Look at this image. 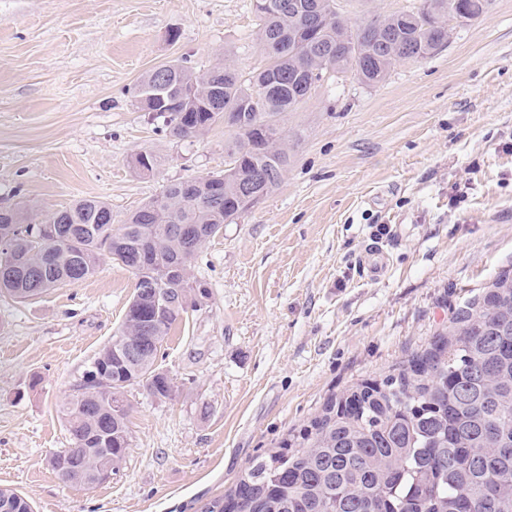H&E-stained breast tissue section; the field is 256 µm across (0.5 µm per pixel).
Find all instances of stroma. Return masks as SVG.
I'll list each match as a JSON object with an SVG mask.
<instances>
[{
  "mask_svg": "<svg viewBox=\"0 0 512 512\" xmlns=\"http://www.w3.org/2000/svg\"><path fill=\"white\" fill-rule=\"evenodd\" d=\"M266 61L252 0H0V207L97 199L115 222L166 184L222 171L233 129L179 139L129 90L153 68ZM288 170L199 251L209 295L127 388L129 447L109 482L67 485L63 405L122 325L136 278L103 261L26 301L0 296V488L35 512H203L331 396L424 348L512 269V0L382 85L329 79L288 113ZM161 156L136 172L139 152ZM391 233L375 239L378 225ZM378 245L372 275L360 258Z\"/></svg>",
  "mask_w": 512,
  "mask_h": 512,
  "instance_id": "1",
  "label": "stroma"
}]
</instances>
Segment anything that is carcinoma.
Wrapping results in <instances>:
<instances>
[{
	"instance_id": "obj_1",
	"label": "carcinoma",
	"mask_w": 512,
	"mask_h": 512,
	"mask_svg": "<svg viewBox=\"0 0 512 512\" xmlns=\"http://www.w3.org/2000/svg\"><path fill=\"white\" fill-rule=\"evenodd\" d=\"M489 0H420L410 10L349 21L337 0H253L267 62L249 82L218 66L200 74L162 65L133 88L216 81L222 107L187 106L176 94L159 112L165 130L193 137L224 123L235 131L224 171L167 184L112 223V208L83 199L40 218L20 207L0 217V293L38 296L93 276L109 259L136 277L118 334L93 357L64 405L73 470L58 478L90 485L103 457L111 467L129 445L126 388L169 399L173 379L158 353L188 302L206 289L194 276L200 248L246 210L243 191L268 195L288 169L284 114L326 76L376 86L404 62L448 43V23L483 15ZM219 198L207 195L212 184ZM0 512H34L0 489ZM204 512H512V272L456 309L428 347L396 373L363 380L329 398L310 424L256 458L234 491Z\"/></svg>"
}]
</instances>
